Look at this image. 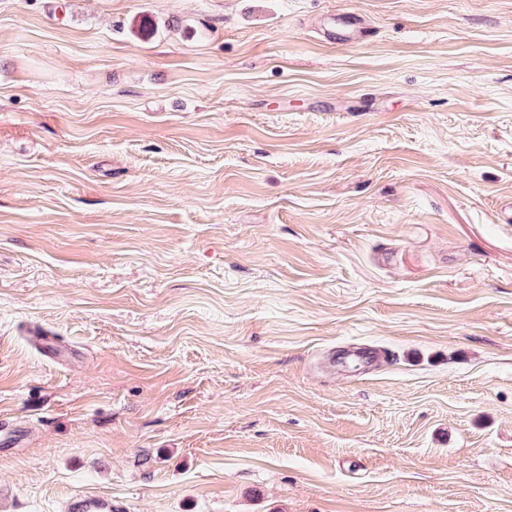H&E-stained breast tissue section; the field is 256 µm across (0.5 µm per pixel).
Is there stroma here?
Returning <instances> with one entry per match:
<instances>
[{
    "instance_id": "obj_1",
    "label": "stroma",
    "mask_w": 512,
    "mask_h": 512,
    "mask_svg": "<svg viewBox=\"0 0 512 512\" xmlns=\"http://www.w3.org/2000/svg\"><path fill=\"white\" fill-rule=\"evenodd\" d=\"M509 205L512 0H0L12 512H512ZM337 30L333 39L346 44L356 43L363 36L365 27L361 26L359 18L353 14L337 17ZM63 512H112V498L100 494L75 495L66 499Z\"/></svg>"
}]
</instances>
